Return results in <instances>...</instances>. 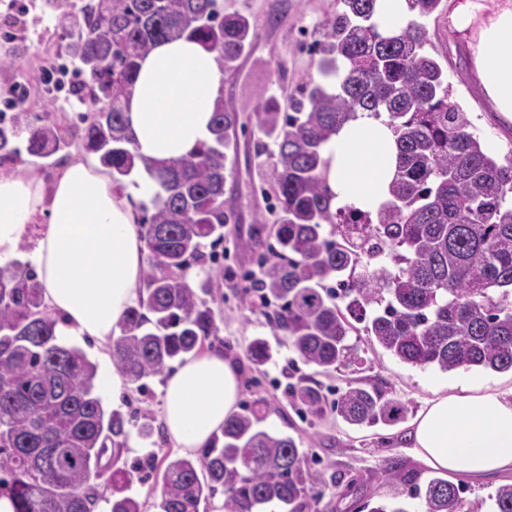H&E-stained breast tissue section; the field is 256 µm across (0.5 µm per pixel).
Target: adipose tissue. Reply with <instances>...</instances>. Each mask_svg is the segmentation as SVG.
Segmentation results:
<instances>
[{
  "instance_id": "adipose-tissue-1",
  "label": "adipose tissue",
  "mask_w": 512,
  "mask_h": 512,
  "mask_svg": "<svg viewBox=\"0 0 512 512\" xmlns=\"http://www.w3.org/2000/svg\"><path fill=\"white\" fill-rule=\"evenodd\" d=\"M448 28L470 48L475 74L495 111L512 120V0H457ZM223 74L216 55L180 38L155 46L141 61L125 100L131 150L170 161L211 138ZM332 207L376 211L387 198L396 164L393 134L383 120L357 113L327 140ZM156 188L136 166L123 190L93 159L66 165L52 183L36 172L0 168V266L32 241L31 266L50 309L67 331L105 344L137 300L143 245L138 205ZM240 374L223 354L187 358L169 373L161 418L173 446L196 451L237 410ZM408 439L426 466L476 478L512 472V391L463 386L439 390L409 424Z\"/></svg>"
}]
</instances>
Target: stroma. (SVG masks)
<instances>
[{"label":"stroma","instance_id":"obj_1","mask_svg":"<svg viewBox=\"0 0 512 512\" xmlns=\"http://www.w3.org/2000/svg\"><path fill=\"white\" fill-rule=\"evenodd\" d=\"M225 14L239 13L249 18L253 41L233 69L224 71L222 97L226 110L237 113V157L227 172V207L234 212L224 227V247L211 271L213 292L209 306L215 312L217 335L204 342L208 351H222L225 358L241 370L242 403L263 400L266 419L264 428L291 436L304 448L313 469L328 476L327 485L315 487L308 499L306 512H361L363 502H385L389 488L383 471L396 464L417 474L427 482L436 474L416 459L405 435L408 423L416 416L424 398L439 385H460L482 380L502 388L512 386V371L494 372L481 369L444 372L435 367H416L400 362L372 343L365 332L351 333L348 342L358 356L357 364L328 374L318 373L291 349L284 337L274 330L272 307L247 302L250 287L244 274L255 269V253L239 248L240 240L258 229L269 218L271 190L265 173L272 163L269 154L257 153L255 144L264 135L257 114L266 102L287 106L292 94L318 75L319 53L316 39L323 34L324 23L336 12V0H223ZM429 39L440 53L452 84V101L468 112L472 130L498 160L512 159V122L495 112L473 70L466 40L448 28L447 14L427 20ZM11 30V39L0 38V101L9 95L12 85L27 88L23 101L29 112L49 113L59 127L74 122L82 106L71 91L45 95L40 76L43 67L67 62L68 42L56 11L46 0H0V31ZM265 338L273 358L255 365L247 350L254 337ZM69 344L81 348L96 364L97 393L106 410H117L127 420L129 433L124 448L112 458L114 467L130 468L135 460L151 457H177L166 435L142 438L138 428L144 418L159 419L164 375L145 378L142 384L128 383L121 401H113L107 385L112 375L111 346L99 345L84 336H72ZM302 382L317 387L328 399L351 386L377 384L388 390L391 398L407 408L404 420L373 427H352L332 410L323 415H306L287 391L288 384Z\"/></svg>","mask_w":512,"mask_h":512}]
</instances>
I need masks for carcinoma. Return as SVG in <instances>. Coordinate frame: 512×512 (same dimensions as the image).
<instances>
[{
  "label": "carcinoma",
  "mask_w": 512,
  "mask_h": 512,
  "mask_svg": "<svg viewBox=\"0 0 512 512\" xmlns=\"http://www.w3.org/2000/svg\"><path fill=\"white\" fill-rule=\"evenodd\" d=\"M48 2L70 38L67 54L81 62L85 79L73 92L85 109L78 127L63 134L49 116L19 104L0 124V165L18 158L22 137L26 153L42 160L77 141L121 185L134 167L124 102L138 60L186 34L216 52L224 69L252 38L249 19L224 15L219 0ZM337 2L342 9L315 45L321 79L307 82L288 110L273 102L257 115L276 160L267 171L271 231L242 243L267 253L253 288L277 305L275 327L286 343L323 372L357 360L346 344L355 321L405 364L512 371V160L499 162L470 132L468 113L449 99L448 69L426 51L424 20L442 0H408L416 15L394 35L373 21L377 0ZM358 111L386 116L396 146L389 198L374 215L331 208L321 156ZM237 126L221 101L209 144L186 158L145 163L159 186L137 221L148 269L112 339V362L131 382L161 373L218 333L203 298L211 280L197 284L188 273L218 263L207 245L224 240L231 218L224 193ZM57 325L29 264L0 267V498L14 512H94L97 486L110 484L119 493L110 512H142L124 494L133 472L102 463L109 448L125 447V420L105 410L95 393L96 365L59 338ZM248 352L257 365L271 359L263 338ZM289 391L313 416L324 413L317 389ZM334 410L358 426L406 414L378 385L348 388ZM263 419L257 400L224 422L199 459L169 461L158 512H199L220 487L225 512H304L312 487L326 480L292 437L262 428ZM386 483L389 503L369 512H414V499L421 512H469L460 487L446 479L422 489L414 474L392 465ZM488 500L489 512H512V485Z\"/></svg>",
  "instance_id": "cac0c4a2"
}]
</instances>
